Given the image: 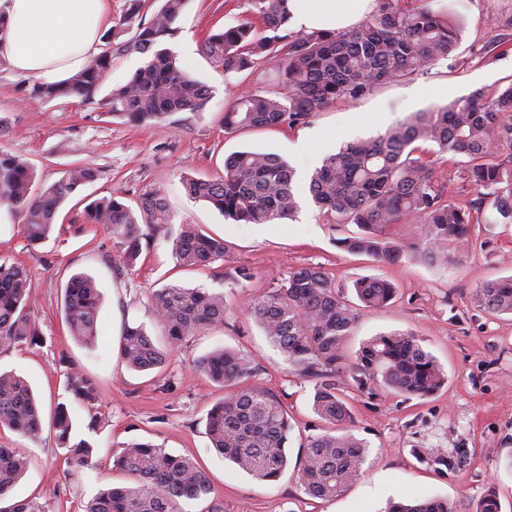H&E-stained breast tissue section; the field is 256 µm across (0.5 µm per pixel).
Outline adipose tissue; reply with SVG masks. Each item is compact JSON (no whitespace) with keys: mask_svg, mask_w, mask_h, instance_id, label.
Returning a JSON list of instances; mask_svg holds the SVG:
<instances>
[{"mask_svg":"<svg viewBox=\"0 0 512 512\" xmlns=\"http://www.w3.org/2000/svg\"><path fill=\"white\" fill-rule=\"evenodd\" d=\"M371 0H289L294 29L345 30ZM109 0H0V62L45 83L85 69L108 26Z\"/></svg>","mask_w":512,"mask_h":512,"instance_id":"adipose-tissue-1","label":"adipose tissue"}]
</instances>
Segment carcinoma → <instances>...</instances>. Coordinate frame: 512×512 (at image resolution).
I'll return each instance as SVG.
<instances>
[{"mask_svg": "<svg viewBox=\"0 0 512 512\" xmlns=\"http://www.w3.org/2000/svg\"><path fill=\"white\" fill-rule=\"evenodd\" d=\"M248 14L234 24L209 31L203 54L224 73L242 72L273 60L278 69L274 89L249 88L224 110V130L295 127L344 98L355 101L374 87L424 73L451 54L461 37L460 19L434 10L424 0L415 7L401 0H382L378 11L351 29L339 32L295 30L289 26L288 0H248ZM187 0H163L149 22L141 11L145 0H129L126 14L104 36L106 48L84 70L54 84L33 87L32 98L92 99L112 74L114 60L137 52L144 64L124 84L100 101L109 115L135 124L160 126L174 112L205 110L209 87L184 72L176 54L164 43ZM508 151V159L501 158ZM466 159L464 176L481 196L466 206L448 200L437 169ZM98 169L87 163L70 167L56 184L33 192L35 170L23 159L0 152V201L21 218L30 243L45 240L65 199L94 182ZM192 199L209 202L234 224H275L300 209L295 172L281 156L238 151L224 159L222 171L182 176ZM309 194L328 224H355L359 232L337 241L342 250L378 261H399L406 252L431 266L448 263V254L469 245L474 224H485V200L491 199L496 220L512 224V83L492 96L482 90L426 112H416L384 135L343 145L324 158L312 174ZM87 224H103L118 239V261L135 266L143 246L150 245L141 225L169 223L165 196L158 190L140 195L132 208L118 193L89 204ZM406 224L413 242L404 245L393 228ZM176 265L207 267L225 261L224 240L204 234L183 221L167 233ZM27 270L0 262V350L40 339V328L28 308ZM247 265L224 266L230 288L252 280ZM358 303L336 291L330 275L316 266H298L260 296L249 309L269 344L300 376L313 382V410L331 428L310 438L297 468L303 491L332 500L360 475L367 443L347 430L353 421L346 389L370 391L383 386L408 397H427L447 382L442 367L411 332L380 334L368 339L355 356L346 352L361 311L387 305L394 285L362 278L354 285ZM475 302L493 313L512 314V276L481 284ZM155 325L170 348L224 325L231 308L222 291L167 284L149 294ZM99 291L89 276H72L65 287L64 314L70 336L87 346L98 332ZM119 354L136 371L163 365L160 351L144 325L127 326ZM196 368L224 386V399L206 416V434L214 450L253 479L272 484L288 467L290 423L280 398L255 380L252 362L239 352L218 346L196 361ZM68 390L73 398L96 400L93 381L71 369ZM59 444L68 450L71 469L88 467L93 446L70 443L72 423L65 404L53 422ZM0 426L40 439L42 421L26 381L0 372ZM465 450L454 449L432 462L445 469L459 466ZM113 466L132 480L99 492L85 512H186L184 503L207 500L213 492L204 471L191 459L175 456L145 442H132L115 456ZM27 470V460L0 448V512H45L29 500H9ZM388 512H456L446 500L403 496ZM475 512H500L493 488L477 502Z\"/></svg>", "mask_w": 512, "mask_h": 512, "instance_id": "carcinoma-1", "label": "carcinoma"}]
</instances>
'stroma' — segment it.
<instances>
[{"label": "stroma", "mask_w": 512, "mask_h": 512, "mask_svg": "<svg viewBox=\"0 0 512 512\" xmlns=\"http://www.w3.org/2000/svg\"><path fill=\"white\" fill-rule=\"evenodd\" d=\"M433 8L454 12L463 22L454 53L427 74L392 81L356 101L340 100L295 128L224 130V109L247 86H265L277 66L268 61L242 73H224L202 54L210 29L246 15L247 0H188L167 45L181 66L211 89L202 113L179 112L163 127L135 125L108 116L98 103L77 99L36 101L34 79L0 64V151L33 165L36 190L58 182L73 164L88 163L98 179L71 196L58 213L52 235L30 244L17 220L0 222V262H19L30 272L29 298L42 341L0 352V370L15 371L30 384L42 408V435L31 441L0 427V446L29 461L13 490L18 499L45 505L47 512H83L86 503L123 477L112 467L128 443L150 442L176 456L193 458L207 473L224 512H384L402 495L448 500L456 512H472L487 487H494L501 512H512V315H493L476 306L483 282L512 275V224H477L468 248L432 267L412 258L378 262L340 250L337 239L356 233L352 224H326L308 194L311 175L341 144L385 133L411 113L425 112L469 96L494 93L512 83V49L495 48L494 19L512 13V0H432ZM275 153L298 171L296 217L276 224H231L207 202L189 198L181 175L192 169L219 172L235 151ZM164 193L173 224L190 220L229 246L225 262L206 269L176 266L160 226L151 233L134 269L117 270L119 248L104 225L81 220L85 206L112 194L136 205L140 194ZM245 264L255 278L224 287L225 265ZM318 266L337 289L351 292L364 277L393 282L398 294L387 306L363 312L351 350L377 334L411 331L447 374V384L426 398H405L378 387L367 394L350 390L354 434L369 455L358 479L333 500L307 496L294 463L310 437L325 424L313 410V382L291 372L281 355L249 317L254 301L287 270ZM77 273L92 277L100 292L95 348L75 341L64 320V291ZM168 283L225 291L233 310L227 324L204 331L167 354L162 368L136 372L118 354L126 326L147 325L158 348L166 343L149 316V292ZM224 346L249 356L258 379L288 408L292 425L290 465L279 481L264 484L224 460L210 446L206 415L224 389L197 372L194 363ZM79 368L97 388L93 404L67 390L70 367ZM66 403L72 441L96 449L91 466L74 472L58 444L53 417ZM102 424L89 429L91 416ZM467 456L440 471L420 454Z\"/></svg>", "instance_id": "stroma-1"}]
</instances>
